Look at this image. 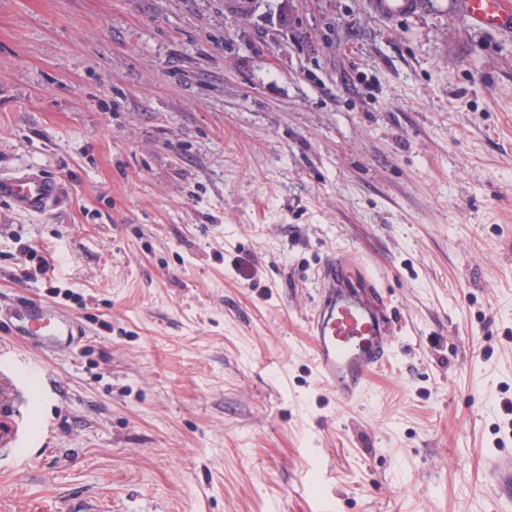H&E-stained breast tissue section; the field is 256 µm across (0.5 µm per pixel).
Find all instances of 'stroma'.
<instances>
[{"label": "stroma", "mask_w": 512, "mask_h": 512, "mask_svg": "<svg viewBox=\"0 0 512 512\" xmlns=\"http://www.w3.org/2000/svg\"><path fill=\"white\" fill-rule=\"evenodd\" d=\"M31 166L62 194L0 202V303L85 338L0 325V512H512V33L462 0H0V174ZM337 249L392 326L350 399L306 330ZM418 0H375L377 13L385 18H401L412 14ZM6 315L18 336H26L37 348L70 346L83 336L75 317L38 301L20 302L9 308Z\"/></svg>", "instance_id": "stroma-1"}]
</instances>
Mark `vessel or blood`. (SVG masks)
Here are the masks:
<instances>
[{
  "mask_svg": "<svg viewBox=\"0 0 512 512\" xmlns=\"http://www.w3.org/2000/svg\"><path fill=\"white\" fill-rule=\"evenodd\" d=\"M417 0H375L385 18L412 14ZM467 22L474 27L512 33V9L504 0H463ZM58 183L41 170L0 175V200L31 214L55 206ZM321 299L308 321L319 378L341 398L361 392L390 356L389 315L366 261L349 253L329 254L317 272ZM18 335L35 347L58 348L78 342L83 331L75 317L28 300L0 309Z\"/></svg>",
  "mask_w": 512,
  "mask_h": 512,
  "instance_id": "obj_1",
  "label": "vessel or blood"
}]
</instances>
